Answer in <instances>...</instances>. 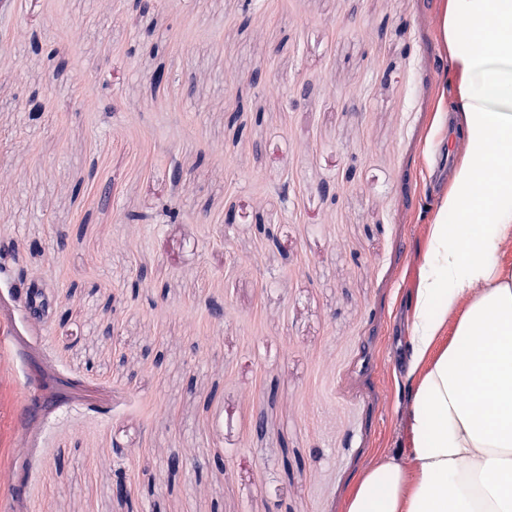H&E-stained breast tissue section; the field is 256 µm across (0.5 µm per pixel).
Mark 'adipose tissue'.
Wrapping results in <instances>:
<instances>
[{
  "instance_id": "adipose-tissue-1",
  "label": "adipose tissue",
  "mask_w": 512,
  "mask_h": 512,
  "mask_svg": "<svg viewBox=\"0 0 512 512\" xmlns=\"http://www.w3.org/2000/svg\"><path fill=\"white\" fill-rule=\"evenodd\" d=\"M442 29L466 147L414 298L409 453L367 468L345 512H512V0H448Z\"/></svg>"
}]
</instances>
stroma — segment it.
Listing matches in <instances>:
<instances>
[{"instance_id": "obj_1", "label": "stroma", "mask_w": 512, "mask_h": 512, "mask_svg": "<svg viewBox=\"0 0 512 512\" xmlns=\"http://www.w3.org/2000/svg\"><path fill=\"white\" fill-rule=\"evenodd\" d=\"M446 5L0 0V512H344L406 451Z\"/></svg>"}]
</instances>
